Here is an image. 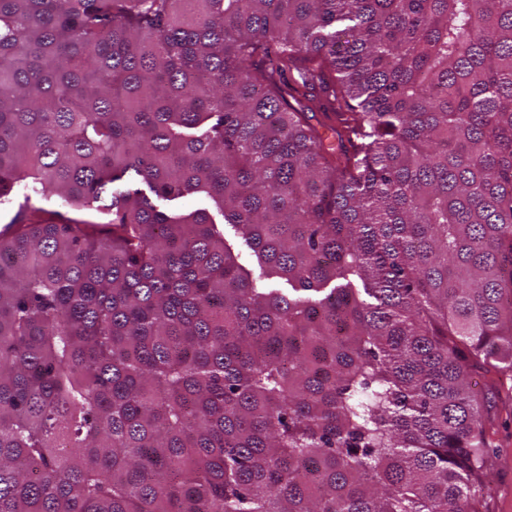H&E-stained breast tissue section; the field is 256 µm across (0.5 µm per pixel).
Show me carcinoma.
<instances>
[{"label":"carcinoma","mask_w":512,"mask_h":512,"mask_svg":"<svg viewBox=\"0 0 512 512\" xmlns=\"http://www.w3.org/2000/svg\"><path fill=\"white\" fill-rule=\"evenodd\" d=\"M19 198L0 512H481L512 0H0ZM36 206L43 207L44 209L48 211H58L60 215H50V214H42V217L44 218H53L56 220H69L71 222H77L81 223L84 221H91V222H103L104 216L98 214L94 210H88V209H72V208H64V207H58L55 205H52L51 203H47L44 201H36Z\"/></svg>","instance_id":"cac0c4a2"}]
</instances>
